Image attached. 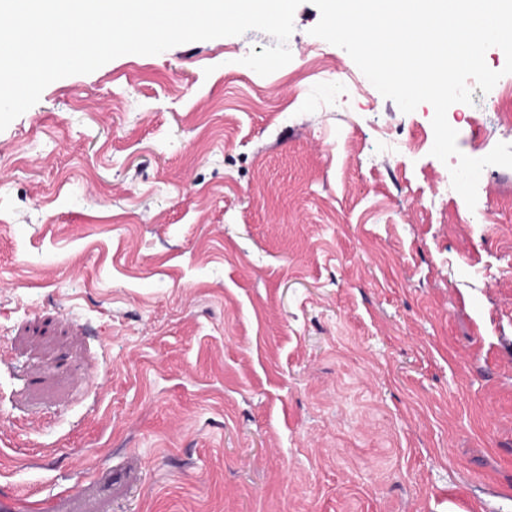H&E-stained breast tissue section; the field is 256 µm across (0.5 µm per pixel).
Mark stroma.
I'll return each mask as SVG.
<instances>
[{"label":"stroma","mask_w":512,"mask_h":512,"mask_svg":"<svg viewBox=\"0 0 512 512\" xmlns=\"http://www.w3.org/2000/svg\"><path fill=\"white\" fill-rule=\"evenodd\" d=\"M123 55L0 131V492L51 512H448L512 485V168L470 210L310 30ZM326 54L344 78L315 74ZM457 146L512 144L495 93Z\"/></svg>","instance_id":"obj_1"}]
</instances>
